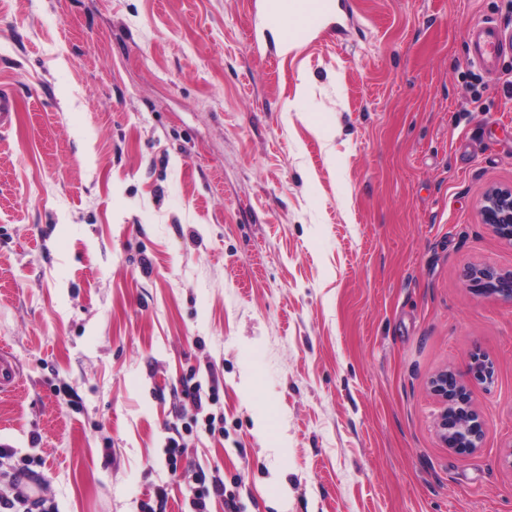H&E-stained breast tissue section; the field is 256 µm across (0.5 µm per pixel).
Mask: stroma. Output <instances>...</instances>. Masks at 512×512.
<instances>
[{
    "mask_svg": "<svg viewBox=\"0 0 512 512\" xmlns=\"http://www.w3.org/2000/svg\"><path fill=\"white\" fill-rule=\"evenodd\" d=\"M270 0H0V445L58 512H512V0H339L289 53ZM486 424L461 457L436 373ZM224 428L185 431L182 379ZM180 436L170 471L167 440ZM168 488L165 503L154 490ZM469 61L482 71L498 70L506 55H512V39L507 38L493 20H479L467 29ZM483 218L503 239L512 241V187L493 189L483 197ZM468 287L475 292L512 300V271L498 272L491 269H474L466 275ZM468 375L471 381L488 384L494 376L493 363L485 355H473L468 367ZM194 379L195 374H191L182 380V385L185 399L193 407L195 422H197L198 416L204 413L208 401L215 402L218 399V390L216 387H211L207 395L203 392L201 383L194 382ZM209 483L211 491L209 486L205 485L206 477L204 476L201 480L202 488L196 492L195 498L192 501V507L194 509L193 512H209V510H207V499L211 497V493L214 496H225L224 507L227 509V512H238V506L235 499L232 496H227L225 494L224 478L220 476L219 472L218 475L211 477Z\"/></svg>",
    "mask_w": 512,
    "mask_h": 512,
    "instance_id": "1",
    "label": "stroma"
}]
</instances>
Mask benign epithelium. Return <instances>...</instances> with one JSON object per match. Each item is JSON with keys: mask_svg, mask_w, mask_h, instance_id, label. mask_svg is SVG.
<instances>
[{"mask_svg": "<svg viewBox=\"0 0 512 512\" xmlns=\"http://www.w3.org/2000/svg\"><path fill=\"white\" fill-rule=\"evenodd\" d=\"M483 218L503 239L512 241V187L493 189L483 197ZM466 281L472 290L512 300V271L474 269ZM470 380L488 384L494 376L493 363L482 354L472 357L468 367ZM431 388L442 402L438 428L446 447L459 456H467L481 447L485 422L473 408L468 384L456 373L444 371L431 380Z\"/></svg>", "mask_w": 512, "mask_h": 512, "instance_id": "benign-epithelium-1", "label": "benign epithelium"}]
</instances>
